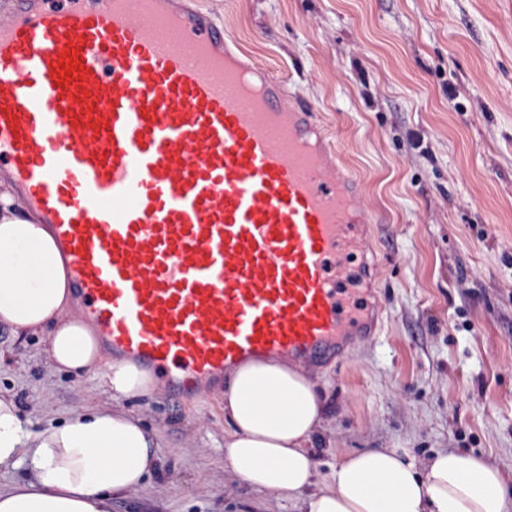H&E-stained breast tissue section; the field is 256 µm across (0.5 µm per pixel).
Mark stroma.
<instances>
[{"label":"stroma","instance_id":"stroma-1","mask_svg":"<svg viewBox=\"0 0 512 512\" xmlns=\"http://www.w3.org/2000/svg\"><path fill=\"white\" fill-rule=\"evenodd\" d=\"M314 107L362 184L385 323L320 375L321 475L344 453L456 448L512 469V0H195ZM0 392L30 428L109 407L54 369L43 336L0 328ZM129 407L164 471L112 512H293L224 473L215 393Z\"/></svg>","mask_w":512,"mask_h":512}]
</instances>
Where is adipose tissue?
<instances>
[{
    "mask_svg": "<svg viewBox=\"0 0 512 512\" xmlns=\"http://www.w3.org/2000/svg\"><path fill=\"white\" fill-rule=\"evenodd\" d=\"M72 284L46 225L25 220L9 178L0 177V326L44 335L57 370L89 374L112 406L29 428L0 394V468L24 478L0 487V512H112L160 466L156 430L127 409L155 379L129 361L105 360L72 309ZM224 468L251 490L274 493L297 512H512V475L455 449L417 460L395 448L345 454L321 477L315 448L326 429L316 372L278 359L224 374Z\"/></svg>",
    "mask_w": 512,
    "mask_h": 512,
    "instance_id": "adipose-tissue-1",
    "label": "adipose tissue"
}]
</instances>
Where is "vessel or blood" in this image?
<instances>
[{"label":"vessel or blood","mask_w":512,"mask_h":512,"mask_svg":"<svg viewBox=\"0 0 512 512\" xmlns=\"http://www.w3.org/2000/svg\"><path fill=\"white\" fill-rule=\"evenodd\" d=\"M141 14L15 0L0 27V164L49 225L79 316L165 386L342 358L384 315L343 285L369 219L327 129L189 0Z\"/></svg>","instance_id":"b4317fda"}]
</instances>
